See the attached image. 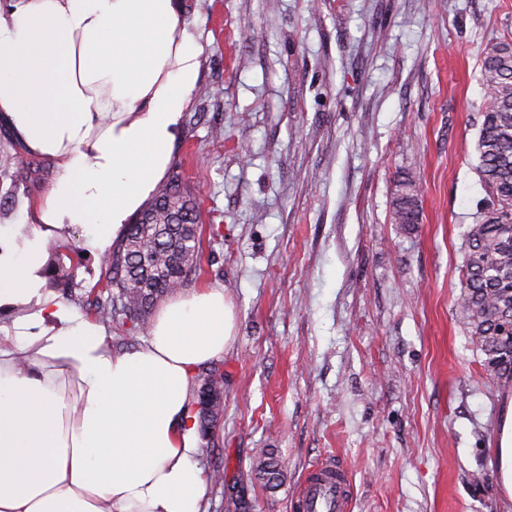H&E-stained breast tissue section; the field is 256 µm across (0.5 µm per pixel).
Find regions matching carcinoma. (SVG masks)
<instances>
[{"label":"carcinoma","instance_id":"cac0c4a2","mask_svg":"<svg viewBox=\"0 0 512 512\" xmlns=\"http://www.w3.org/2000/svg\"><path fill=\"white\" fill-rule=\"evenodd\" d=\"M484 93L478 131L476 172L486 193V205L466 232L462 264L460 317L493 376L512 380V40L485 44L479 58ZM30 167L18 153L0 148V213L8 214L16 191L31 179ZM9 186H4V183ZM419 184L398 181L392 202L395 224H417L421 218ZM201 250L199 213L179 167L172 168L152 203L128 225L105 264L106 287L112 300L89 299L87 304L105 324H144L148 310L196 274ZM224 374L217 368L198 379L197 397L212 384L218 397L211 409L197 411L206 436L223 410ZM268 485L281 475L279 460L266 456L257 464Z\"/></svg>","mask_w":512,"mask_h":512}]
</instances>
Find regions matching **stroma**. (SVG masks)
<instances>
[{
	"instance_id": "1",
	"label": "stroma",
	"mask_w": 512,
	"mask_h": 512,
	"mask_svg": "<svg viewBox=\"0 0 512 512\" xmlns=\"http://www.w3.org/2000/svg\"><path fill=\"white\" fill-rule=\"evenodd\" d=\"M203 46L172 150L200 213V271L234 339L224 411L198 463L243 479L255 512H295L331 459L351 512H512L489 465L512 400L459 320L484 43L512 0H180ZM413 175L422 221L391 220ZM86 255L66 298L108 297ZM279 486L254 479L263 452Z\"/></svg>"
}]
</instances>
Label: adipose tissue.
<instances>
[{
  "label": "adipose tissue",
  "instance_id": "ef3b65f1",
  "mask_svg": "<svg viewBox=\"0 0 512 512\" xmlns=\"http://www.w3.org/2000/svg\"><path fill=\"white\" fill-rule=\"evenodd\" d=\"M202 52L179 0L0 6V121L56 168L0 224V512H206L196 376L234 336L223 289L173 297L118 351L47 272L71 237L108 257L152 197Z\"/></svg>",
  "mask_w": 512,
  "mask_h": 512
}]
</instances>
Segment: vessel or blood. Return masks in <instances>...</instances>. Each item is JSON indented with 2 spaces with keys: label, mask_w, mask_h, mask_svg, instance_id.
Here are the masks:
<instances>
[{
  "label": "vessel or blood",
  "mask_w": 512,
  "mask_h": 512,
  "mask_svg": "<svg viewBox=\"0 0 512 512\" xmlns=\"http://www.w3.org/2000/svg\"><path fill=\"white\" fill-rule=\"evenodd\" d=\"M297 496L301 512H350L353 489L348 474L330 462L310 473Z\"/></svg>",
  "instance_id": "obj_1"
}]
</instances>
